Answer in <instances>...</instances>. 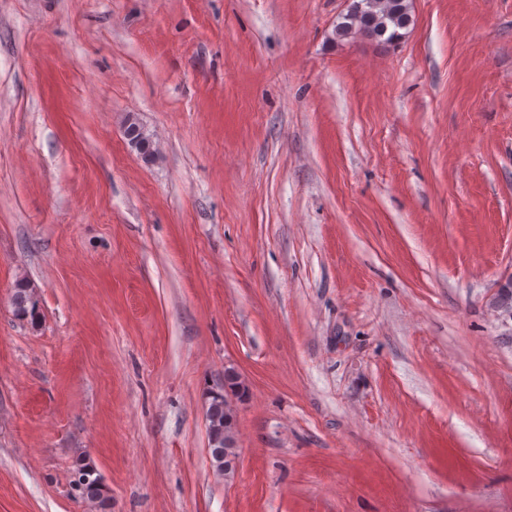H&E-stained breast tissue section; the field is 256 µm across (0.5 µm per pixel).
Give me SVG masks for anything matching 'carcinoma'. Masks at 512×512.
<instances>
[{"label": "carcinoma", "instance_id": "cac0c4a2", "mask_svg": "<svg viewBox=\"0 0 512 512\" xmlns=\"http://www.w3.org/2000/svg\"><path fill=\"white\" fill-rule=\"evenodd\" d=\"M411 23L409 0H352L342 21L336 24V35L344 37L359 33L372 39L386 42L398 40L401 30ZM126 136L130 146L145 158L152 156L150 141L139 124L128 121ZM12 304L17 317L36 326L39 323L38 300L33 288L24 280L14 285ZM208 436L210 455H221L214 459L216 469L224 470V457L236 456L234 417L227 410L224 396H214L208 408ZM77 473L87 474V480L77 485L79 497L93 503L97 512H112V500L102 489L101 478L91 461L85 459L77 464Z\"/></svg>", "mask_w": 512, "mask_h": 512}]
</instances>
